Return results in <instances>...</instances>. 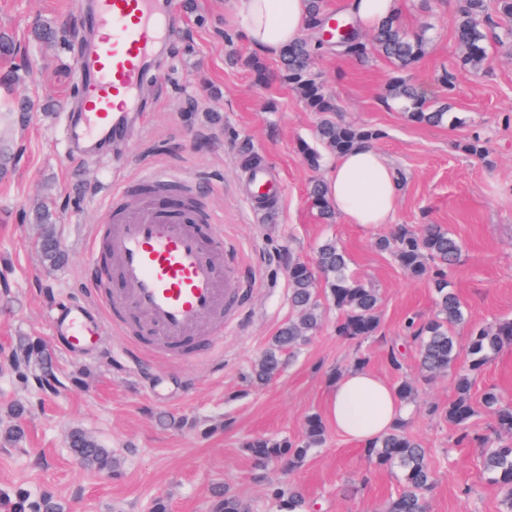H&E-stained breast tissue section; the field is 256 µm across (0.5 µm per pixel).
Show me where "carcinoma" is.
Segmentation results:
<instances>
[{"label":"carcinoma","instance_id":"cac0c4a2","mask_svg":"<svg viewBox=\"0 0 512 512\" xmlns=\"http://www.w3.org/2000/svg\"><path fill=\"white\" fill-rule=\"evenodd\" d=\"M307 3L306 27L315 37L300 38L281 52L279 80L291 87L310 111L321 115L316 130L318 147L301 145L311 168L321 166L325 152L338 157L358 145L372 144L381 138L379 130L367 125L336 122V101L315 69V60L324 50L363 63L377 57L388 59L398 75L388 84L386 101L418 124L439 126L448 121L451 104L446 100H430L405 76L431 47L429 27L410 31L393 14L383 17L369 36L358 33L352 24L343 39L324 41L321 32L328 29L327 23L333 19L327 12L326 0H307ZM505 20L512 22V0H496L494 9L491 0H458L454 29L461 50L459 65L480 73L488 64V31ZM464 150L479 160L489 154L486 142L478 136L467 140ZM309 200L324 222L333 221L336 211L324 183H312ZM38 244L47 268L65 263L66 255L54 225L41 224ZM376 247L387 253L409 276L427 281L432 288L436 306L433 317L422 321L411 316L403 326L406 338L418 344L422 377L428 380L446 373L453 380L455 397L448 406L434 407L431 412L455 429L456 444L481 449V472L498 487L503 505L512 512V403L503 402L492 389L484 392L482 405L496 418V435L490 438L470 429L475 415L472 391L476 379L492 353L512 345V319L473 327L466 346L458 344L455 329L465 322V312L448 278L462 247L442 225L428 224L421 232L400 227L391 236L379 239ZM288 280L297 315L277 331L244 376L252 386H263L277 376L283 367L282 355L307 344L320 329L324 315L318 295L320 288L336 308V335L347 340H362L379 331L378 290L366 287L350 273L346 253L335 239L321 241L312 261L293 262L288 267ZM15 355L32 373L40 374L50 368L47 353L31 343L19 346ZM25 415L24 405L11 406L12 424L3 430L5 439L16 442L24 436ZM324 437V422L320 415L312 413L305 420L304 439L255 436L244 448L258 466L286 462L295 467L305 460L310 448L323 444ZM69 447L85 469L114 477L119 475L120 462L112 449L103 447L83 430L72 431ZM364 456L370 465L400 474L402 489L387 502L384 512H429L428 493L434 485V471L421 442L406 430L405 420H399L389 432L364 449ZM214 496L219 499V512H252L249 501L223 487H216ZM269 497L277 504L279 512H307L305 498L289 483L271 486ZM12 509L13 512H64L62 504L50 494L33 500L24 492L18 494Z\"/></svg>","mask_w":512,"mask_h":512}]
</instances>
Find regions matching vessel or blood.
I'll list each match as a JSON object with an SVG mask.
<instances>
[{
	"label": "vessel or blood",
	"mask_w": 512,
	"mask_h": 512,
	"mask_svg": "<svg viewBox=\"0 0 512 512\" xmlns=\"http://www.w3.org/2000/svg\"><path fill=\"white\" fill-rule=\"evenodd\" d=\"M84 24L72 35L79 78L78 100L68 113L65 138L72 155L99 161L128 113L147 107L140 86L157 59L166 54L179 19L177 0H75ZM168 171L143 175L137 209L114 192L112 272L119 286L113 299L97 307L81 302L50 307L48 317L65 350L98 344L105 323L124 331L133 318L149 344L188 359L190 342L205 337L208 347L223 340L221 313L241 296L222 236L203 230L197 212L172 208L153 189L177 181Z\"/></svg>",
	"instance_id": "b4317fda"
}]
</instances>
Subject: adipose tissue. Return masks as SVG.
Returning a JSON list of instances; mask_svg holds the SVG:
<instances>
[{
    "instance_id": "ef3b65f1",
    "label": "adipose tissue",
    "mask_w": 512,
    "mask_h": 512,
    "mask_svg": "<svg viewBox=\"0 0 512 512\" xmlns=\"http://www.w3.org/2000/svg\"><path fill=\"white\" fill-rule=\"evenodd\" d=\"M306 0H234V18L246 40L265 55L280 54L302 34ZM328 196L348 223L370 227L387 223L400 186L391 166L375 148L361 146L337 157L326 180ZM406 414L395 389L357 365L332 381L329 422L366 445Z\"/></svg>"
}]
</instances>
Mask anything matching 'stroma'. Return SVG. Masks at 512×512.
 Instances as JSON below:
<instances>
[{
	"label": "stroma",
	"mask_w": 512,
	"mask_h": 512,
	"mask_svg": "<svg viewBox=\"0 0 512 512\" xmlns=\"http://www.w3.org/2000/svg\"><path fill=\"white\" fill-rule=\"evenodd\" d=\"M179 0V32L169 56L144 85L148 103L133 137L113 146L124 168L70 156L62 131L76 95L69 25L72 0H0V32L13 53L0 70L17 75L13 97L30 107L27 122L11 125L0 111V419L22 401L28 408L25 437L0 440V497L24 490L51 493L69 512H150L155 499L170 512H214L213 490L223 486L249 500L254 512H275L269 484H293L321 512H383L395 497L398 472L369 466L363 451L334 427L322 447L298 467L255 466L243 444L265 434L300 438L308 414L326 411L329 370L362 357L370 370L396 384L386 351L406 316L434 311L427 283L410 278L374 243L397 225L448 228L463 245L450 285L468 323L455 331L466 343L470 327L512 318V33L499 28L487 45L489 66L480 73L458 68L453 17L457 0H397L403 26L433 27L429 53L409 72L437 98H450L456 124L413 123L384 102L394 67L332 54L318 69L336 100V119L381 131L376 149L396 171L401 191L390 223L364 228L336 217L326 224L312 209L307 189L325 169L312 171L301 143L315 144L318 113L277 81H258L247 66L255 51L241 37L225 0ZM454 70V88L438 84L441 69ZM487 140L478 162L463 145ZM280 178V198L270 210L251 209L242 150ZM164 169L190 180L204 214L214 217L232 245L243 285L239 307L224 324L214 352L182 361L141 347L134 330L108 331L95 356L57 349L47 316L56 301L81 299L87 287L89 241L107 221L108 193ZM47 204L68 259L47 270L34 240L35 211ZM335 238L349 266L380 294V329L354 344L336 335L335 311L281 374L263 387L244 373L294 313L288 267L309 260L317 245ZM46 347L54 361V388L13 369L7 360L20 340ZM141 354H134V347ZM494 390L512 402V346L492 355L477 379L474 397ZM455 395L450 377L420 383L406 418L408 431L428 451L435 470L431 512H504L501 495L481 473L475 449L452 444L454 429L433 406ZM79 428L111 448L121 474L86 470L67 437Z\"/></svg>",
	"instance_id": "35a3bbf8"
}]
</instances>
